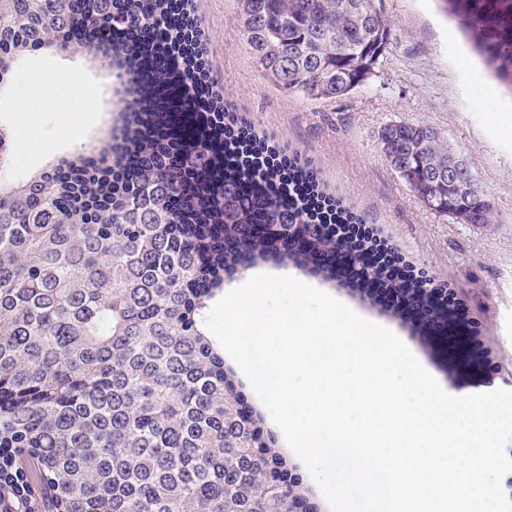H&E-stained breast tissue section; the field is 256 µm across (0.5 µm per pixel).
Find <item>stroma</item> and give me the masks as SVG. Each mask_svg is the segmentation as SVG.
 I'll return each mask as SVG.
<instances>
[{
	"label": "stroma",
	"instance_id": "35a3bbf8",
	"mask_svg": "<svg viewBox=\"0 0 512 512\" xmlns=\"http://www.w3.org/2000/svg\"><path fill=\"white\" fill-rule=\"evenodd\" d=\"M375 5L391 27L389 51L363 86L321 100L287 92L265 75L244 37L239 0H194L209 83L256 134L297 152L326 193L342 198L407 263L455 292L478 323L474 364L457 366L440 339L420 341L398 312L370 305L358 290L313 275L307 283L393 331L449 395L512 390V98L478 61L442 0ZM77 73L96 92L94 111H71L58 93L57 78ZM35 78L49 103L30 116L19 111L18 99ZM128 101L121 83L86 58L24 55L0 93V126L15 144L11 176L26 179L69 156L66 133L74 123L83 150L103 147ZM398 121L439 132L469 164L497 223L461 224L422 206L380 150V130Z\"/></svg>",
	"mask_w": 512,
	"mask_h": 512
}]
</instances>
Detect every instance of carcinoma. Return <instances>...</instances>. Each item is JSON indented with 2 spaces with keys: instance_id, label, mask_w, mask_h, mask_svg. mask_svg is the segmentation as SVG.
Masks as SVG:
<instances>
[{
  "instance_id": "obj_1",
  "label": "carcinoma",
  "mask_w": 512,
  "mask_h": 512,
  "mask_svg": "<svg viewBox=\"0 0 512 512\" xmlns=\"http://www.w3.org/2000/svg\"><path fill=\"white\" fill-rule=\"evenodd\" d=\"M244 36L269 77L290 93L337 99L361 86L390 45L389 24L366 0H240ZM483 65L512 92V0H444ZM181 0H0V93L19 56L37 50L125 64L137 111L125 124L124 170L113 145L14 181L13 141L0 127V512H292L307 498L262 417L224 369L207 333L208 303L224 276L260 261L293 263L335 280L324 258L353 241L271 191L218 179L222 153L265 150L245 128L200 132L178 156L145 140L143 94L164 79L149 23L186 27ZM379 142L390 166L433 213L493 224L479 205L436 179L448 144L429 127L397 122ZM408 161L404 168L397 164ZM290 186L321 197L313 174L282 163ZM288 232L293 249L249 234V221ZM418 291L428 334L431 293Z\"/></svg>"
}]
</instances>
